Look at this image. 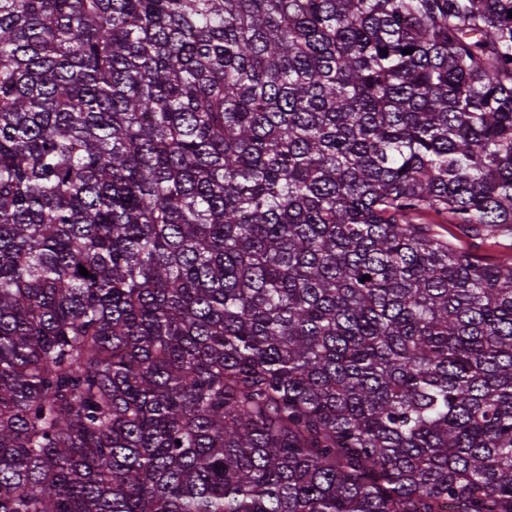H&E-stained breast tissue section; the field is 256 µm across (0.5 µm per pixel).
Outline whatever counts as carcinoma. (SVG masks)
<instances>
[{
    "instance_id": "carcinoma-1",
    "label": "carcinoma",
    "mask_w": 512,
    "mask_h": 512,
    "mask_svg": "<svg viewBox=\"0 0 512 512\" xmlns=\"http://www.w3.org/2000/svg\"><path fill=\"white\" fill-rule=\"evenodd\" d=\"M511 10L0 0V512H512Z\"/></svg>"
}]
</instances>
